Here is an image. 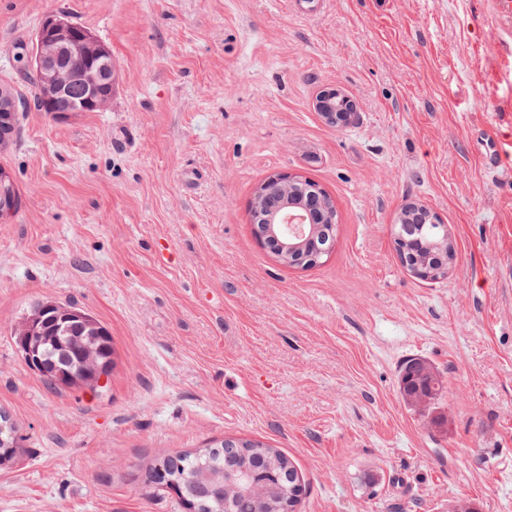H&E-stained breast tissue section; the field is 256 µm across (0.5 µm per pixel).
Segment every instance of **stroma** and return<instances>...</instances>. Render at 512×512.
I'll return each instance as SVG.
<instances>
[{"label":"stroma","mask_w":512,"mask_h":512,"mask_svg":"<svg viewBox=\"0 0 512 512\" xmlns=\"http://www.w3.org/2000/svg\"><path fill=\"white\" fill-rule=\"evenodd\" d=\"M107 43L110 108L28 107L0 153V408L22 456L0 512H185L160 458L225 439L288 456L297 512H512V39L489 0H0V82L49 13ZM357 114L331 126L321 92ZM501 165L484 159V130ZM337 212L328 258L281 263L249 205L278 173ZM420 203L456 258L425 282L394 226ZM38 301L112 335V370L50 389L15 331ZM443 399L409 407L403 360ZM14 184L13 175L4 170L0 169V186L3 191L0 194V218L6 219L10 217L14 211V208L17 204V199L14 195L8 192L10 186Z\"/></svg>","instance_id":"1"}]
</instances>
